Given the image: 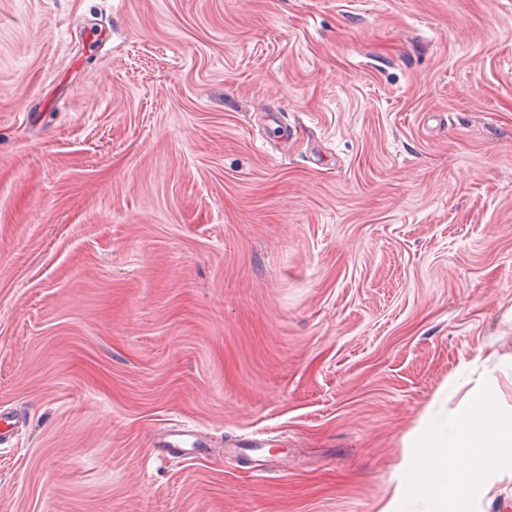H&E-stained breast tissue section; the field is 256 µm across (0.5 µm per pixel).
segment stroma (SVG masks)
<instances>
[{"mask_svg":"<svg viewBox=\"0 0 512 512\" xmlns=\"http://www.w3.org/2000/svg\"><path fill=\"white\" fill-rule=\"evenodd\" d=\"M483 384L512 0H0V512H379Z\"/></svg>","mask_w":512,"mask_h":512,"instance_id":"obj_1","label":"stroma"}]
</instances>
